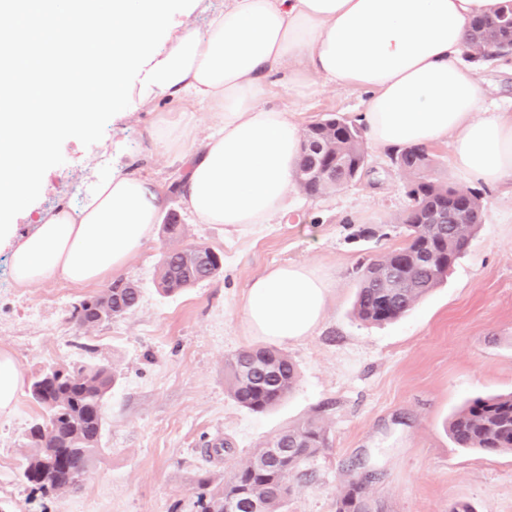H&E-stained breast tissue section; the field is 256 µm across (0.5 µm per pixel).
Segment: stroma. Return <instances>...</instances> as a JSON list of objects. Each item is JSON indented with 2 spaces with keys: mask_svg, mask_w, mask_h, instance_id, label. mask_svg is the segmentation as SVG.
Listing matches in <instances>:
<instances>
[{
  "mask_svg": "<svg viewBox=\"0 0 512 512\" xmlns=\"http://www.w3.org/2000/svg\"><path fill=\"white\" fill-rule=\"evenodd\" d=\"M484 105L512 113V60L478 65ZM365 91L331 85L298 99L284 75L267 78L264 103L302 126L330 116L358 120ZM131 104L103 114L90 130L52 134L40 181L17 219L33 230L40 213L74 198L95 160L125 166L165 185L182 162L151 138L156 113ZM367 165L350 183L318 197L297 194L292 210L241 229L192 224L177 197L169 207L186 229L224 258L215 278L173 294L157 285L162 253L174 242L156 233L119 270L141 291L138 307L94 328L77 326L75 305L109 287L61 279L32 288L12 284L0 253V347L24 378L48 365L105 364L116 379L104 401L102 451L74 493L41 498L20 478L26 435L41 413L22 392L0 418V506L6 512H197L199 478L224 475L205 444L229 439L234 460L283 429L320 418L328 445L293 482L288 512H336L349 482L360 481L371 512H512V454L456 447L448 418L466 401L512 392V187L481 188L483 219L447 278L404 318L360 321L352 311L361 266L402 245L397 218L408 204L407 179L388 149L364 146ZM365 228L372 237H362ZM302 262L330 279L323 321L313 336L286 346L298 369L290 395L252 413L228 396L224 361L256 345L242 328L247 284L271 264Z\"/></svg>",
  "mask_w": 512,
  "mask_h": 512,
  "instance_id": "stroma-1",
  "label": "stroma"
}]
</instances>
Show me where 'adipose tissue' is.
<instances>
[{
    "label": "adipose tissue",
    "mask_w": 512,
    "mask_h": 512,
    "mask_svg": "<svg viewBox=\"0 0 512 512\" xmlns=\"http://www.w3.org/2000/svg\"><path fill=\"white\" fill-rule=\"evenodd\" d=\"M501 0H224L203 29H181L164 51L150 48L169 0H0V252L15 287L65 279L101 281L152 241L166 189L124 168L97 176L80 207L40 214L21 235L12 220L40 178L47 131L92 127L123 102L165 96L153 140L189 154L179 181L197 224L248 227L287 213L303 155L300 123L261 102L266 79L287 72L294 96L319 81L368 94L359 122L381 148L449 144V163L485 187L512 182V114L485 109L484 89L460 57L475 19ZM53 19L69 46L64 62L22 56L28 30ZM112 27L102 44L95 20ZM213 131L196 138L195 108ZM331 292L317 268L268 267L242 299L246 335L280 345L311 336ZM24 387L14 356L0 348V418Z\"/></svg>",
    "instance_id": "1"
}]
</instances>
